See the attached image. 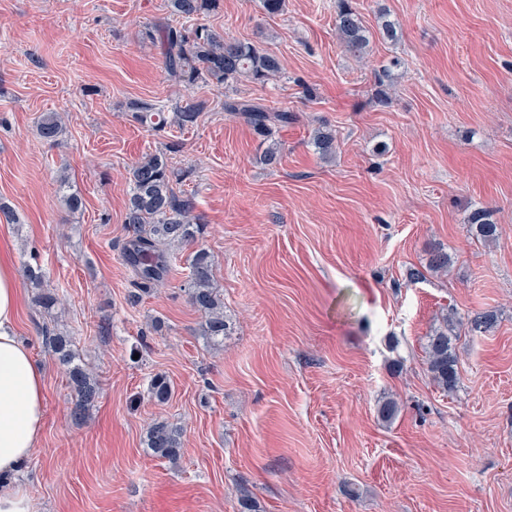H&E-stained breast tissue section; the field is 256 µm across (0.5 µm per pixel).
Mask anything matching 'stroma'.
Here are the masks:
<instances>
[{
	"label": "stroma",
	"mask_w": 512,
	"mask_h": 512,
	"mask_svg": "<svg viewBox=\"0 0 512 512\" xmlns=\"http://www.w3.org/2000/svg\"><path fill=\"white\" fill-rule=\"evenodd\" d=\"M372 37L364 60L336 32V0H223L200 21L284 64L260 86L186 90L168 81L148 23L168 0H0V249L20 273L19 335L45 379L42 432L16 472L33 512H512V0H352ZM391 21L396 41L381 39ZM399 57L375 105V73ZM206 102L195 126L152 131L131 102ZM292 112L276 167L225 97ZM56 113L57 142L37 125ZM336 134L325 158L318 125ZM166 152L195 194L199 239L224 298V338L207 343L189 302V248H172L165 287L134 286L121 248L129 170ZM83 206L70 212L59 182ZM499 232H469L472 211ZM447 274L410 281L433 248ZM63 295L37 306L26 264ZM492 310L493 329L472 330ZM459 319L455 392L436 387L425 343ZM72 336L100 383L72 393L46 332ZM167 377L168 402L148 394ZM398 402L386 422L382 400ZM182 426L177 462L146 431Z\"/></svg>",
	"instance_id": "stroma-1"
}]
</instances>
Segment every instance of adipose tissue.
<instances>
[{
  "label": "adipose tissue",
  "instance_id": "ef3b65f1",
  "mask_svg": "<svg viewBox=\"0 0 512 512\" xmlns=\"http://www.w3.org/2000/svg\"><path fill=\"white\" fill-rule=\"evenodd\" d=\"M16 268L0 259V512H31L27 493L12 481L42 430L44 377L16 328Z\"/></svg>",
  "mask_w": 512,
  "mask_h": 512
}]
</instances>
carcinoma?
<instances>
[{"mask_svg": "<svg viewBox=\"0 0 512 512\" xmlns=\"http://www.w3.org/2000/svg\"><path fill=\"white\" fill-rule=\"evenodd\" d=\"M221 2L170 0L171 12L182 23L174 26L158 22L147 29L146 35L161 50L167 76L187 89L202 84L226 86L241 79L261 86L267 84L282 71L277 57L251 42L228 38L221 30L195 23L199 16L218 11ZM336 28L346 53L358 58L366 54L370 38L352 0H336ZM205 108L206 102L194 98L171 108L142 101L132 102L129 106L133 119L155 131L171 124L180 128L192 127ZM168 111L172 112L170 118L166 116ZM224 112L243 119L266 144L260 157L262 163L275 166L280 162L282 146L275 138V128L288 125L293 120L292 113L272 109L258 99L248 97L225 99ZM38 131L42 138L55 141L63 134V127L57 115L49 113L42 117ZM313 145L320 155L331 157L336 154V135L321 127L313 137ZM183 176V172L174 170L164 152L147 154L130 169L131 192L125 223L133 226L135 235L124 244L122 260L134 275V286L144 293L165 282L170 272L169 248L192 245L202 233L195 196L174 188ZM468 228L484 241H493L498 236V225L489 221L482 211L472 214ZM187 261L189 301L205 317L202 336L206 341L216 343L224 336L226 324L224 302L213 283V261L202 248L193 251ZM450 263L448 252L437 248L430 252L426 269L446 272ZM469 322L475 330L488 331L496 325L497 315L488 310L476 312ZM452 331L454 318L446 316L428 337L425 347L432 381L448 393L455 391L460 380ZM46 341L55 361L68 371L75 397L71 413L75 417L82 416L98 398L99 382L74 363L71 337L56 333L46 336ZM149 393L158 402L167 401L171 395L167 378L163 375L152 377ZM146 446L156 457L175 460L182 449V430L167 421H157L148 428Z\"/></svg>", "mask_w": 512, "mask_h": 512, "instance_id": "obj_1", "label": "carcinoma"}]
</instances>
